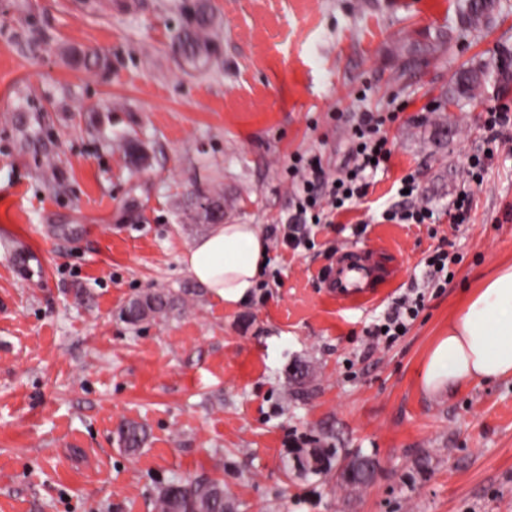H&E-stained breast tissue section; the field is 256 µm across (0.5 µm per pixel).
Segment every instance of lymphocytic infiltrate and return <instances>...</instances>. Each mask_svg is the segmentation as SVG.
I'll use <instances>...</instances> for the list:
<instances>
[{
  "label": "lymphocytic infiltrate",
  "mask_w": 512,
  "mask_h": 512,
  "mask_svg": "<svg viewBox=\"0 0 512 512\" xmlns=\"http://www.w3.org/2000/svg\"><path fill=\"white\" fill-rule=\"evenodd\" d=\"M385 117L377 112L360 113L351 127L347 160L337 179H329L320 158H298L291 170L294 185V211L282 227V241L292 249H309L311 242L304 231L308 222L320 221L325 210H338L365 196L368 174L386 168L392 150L383 134ZM422 302L406 298L395 303L382 323L370 331L373 339L394 342L401 330L417 317Z\"/></svg>",
  "instance_id": "f902f5d3"
}]
</instances>
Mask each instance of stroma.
Masks as SVG:
<instances>
[{"label": "stroma", "instance_id": "obj_1", "mask_svg": "<svg viewBox=\"0 0 512 512\" xmlns=\"http://www.w3.org/2000/svg\"><path fill=\"white\" fill-rule=\"evenodd\" d=\"M191 2L0 0V512H158L163 487L198 480L236 512H512V378L421 386L464 297L512 262V130L483 128L512 86L445 103L463 64L512 50V0L482 30L459 26L455 0H205L201 68L172 42ZM358 112L394 114L390 162L293 251L288 169L317 155L338 175ZM409 175L435 223L382 220ZM217 192L225 223L270 242L260 288L230 310L182 264L209 229L184 215ZM23 244L42 270L29 281L10 263ZM442 245L457 261L432 288ZM372 250L397 271L343 308L322 273ZM189 285L185 309L125 322L131 298ZM419 294L407 333L374 344ZM124 422L146 430L136 451ZM360 454L377 471L354 490L340 474ZM422 303L423 299L420 300L418 297L398 301L390 308L383 321L374 325L369 335L377 341L384 340L387 343L394 342L399 336H404L409 321L418 316ZM383 327H386L385 332H382ZM398 329H402L403 333H398Z\"/></svg>", "mask_w": 512, "mask_h": 512}]
</instances>
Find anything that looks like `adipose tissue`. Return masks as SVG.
Instances as JSON below:
<instances>
[{"label":"adipose tissue","instance_id":"obj_1","mask_svg":"<svg viewBox=\"0 0 512 512\" xmlns=\"http://www.w3.org/2000/svg\"><path fill=\"white\" fill-rule=\"evenodd\" d=\"M268 259L267 240L255 224H215L184 253L189 275L233 306L258 287ZM512 377V264L481 280L432 344L422 385L431 393L470 382Z\"/></svg>","mask_w":512,"mask_h":512}]
</instances>
